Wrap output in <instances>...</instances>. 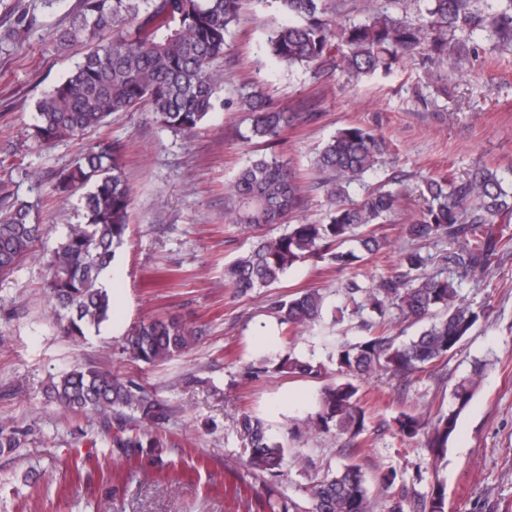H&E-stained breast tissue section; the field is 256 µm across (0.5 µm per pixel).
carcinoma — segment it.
<instances>
[{"label":"carcinoma","mask_w":512,"mask_h":512,"mask_svg":"<svg viewBox=\"0 0 512 512\" xmlns=\"http://www.w3.org/2000/svg\"><path fill=\"white\" fill-rule=\"evenodd\" d=\"M367 19L334 24L326 0H279L293 21L272 31L266 54L288 67L332 63L361 79L390 74L403 56L425 50L436 58L457 53L461 63L468 43L479 31L512 42V0H420L421 21L394 17L389 5ZM244 0H79L73 19L53 36L55 49L88 47L71 72L46 91L35 104L32 138L51 145L63 138L101 127L114 112L148 108L155 121L175 133L196 131L219 102L224 75L214 63L224 56L225 35L236 23ZM36 22L21 12L14 28L0 35V45L25 37ZM110 31L108 38L101 37ZM250 113L245 139L273 145L290 123L281 112L254 94L242 100ZM388 152L385 139L362 126L344 128L315 154L312 168L324 175L322 187L330 202L325 222L288 224L279 236L264 235L245 255L224 268V281L239 295L271 288L292 266L309 259L326 261L343 270L352 268L385 246L373 225L391 213L402 190L374 188L356 201L350 187L375 171ZM84 196L78 228L70 231L47 258L46 288L53 315L64 333L86 335L109 320L110 297L102 284L115 251L128 229L131 188L124 179L120 151L104 143L61 170L54 190L68 196L80 189ZM231 223L245 229L287 224L300 201V184L290 161L275 152L250 160L226 188ZM424 206L405 236L412 242L434 238L453 246L447 260L451 276L426 270V259L412 247L399 256L393 272L371 287L355 280L344 284V295L355 302L369 335L336 344L331 361L339 378L324 384L314 410L289 423L288 433L346 435L354 440L367 428L368 415L356 381L390 373L407 377L455 352L480 318L459 300L455 282L485 271L496 252L512 242L502 239L498 226L512 222V190L497 172L482 167L467 180H423ZM43 234L31 220L30 207L6 195L0 202V274L13 271ZM279 322L298 333L324 319V296L316 288L282 296L275 301ZM397 311L405 321L421 323L420 333L407 340L391 334L388 319ZM194 342L179 321L155 318L131 329L125 338L132 357L146 364L170 360ZM486 363L477 362L460 379L448 413L437 420L430 447L443 454L456 430L460 414L480 386ZM275 369L299 377L319 378L325 367L289 349ZM48 398L67 413L91 414L112 430L107 444L112 455L132 459L148 448L162 447L158 433L138 423L161 421L164 413L139 383L93 367L77 366L53 379ZM398 432L413 439L424 421L403 413ZM239 430L248 441L247 465L259 474L278 476L286 449L268 433L265 423L241 414ZM26 433L0 424V455L25 445ZM302 505L292 497L268 498L269 512H374L370 482L360 465L344 464L314 480ZM420 512H447L445 488L437 485L423 498Z\"/></svg>","instance_id":"obj_1"}]
</instances>
